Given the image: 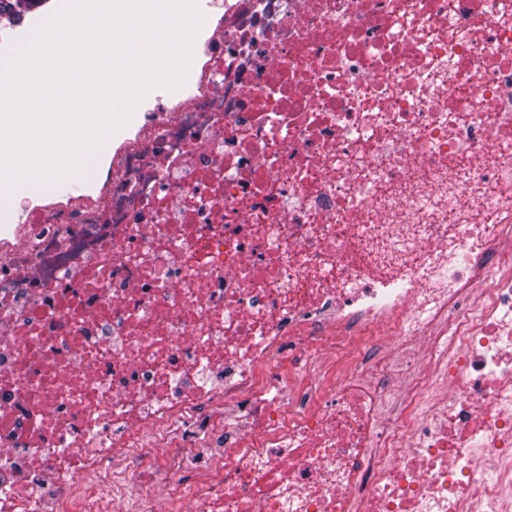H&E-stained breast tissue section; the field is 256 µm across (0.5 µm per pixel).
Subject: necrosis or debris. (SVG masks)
I'll return each instance as SVG.
<instances>
[{
  "label": "necrosis or debris",
  "mask_w": 512,
  "mask_h": 512,
  "mask_svg": "<svg viewBox=\"0 0 512 512\" xmlns=\"http://www.w3.org/2000/svg\"><path fill=\"white\" fill-rule=\"evenodd\" d=\"M208 7L0 238V512H512V0Z\"/></svg>",
  "instance_id": "1"
}]
</instances>
